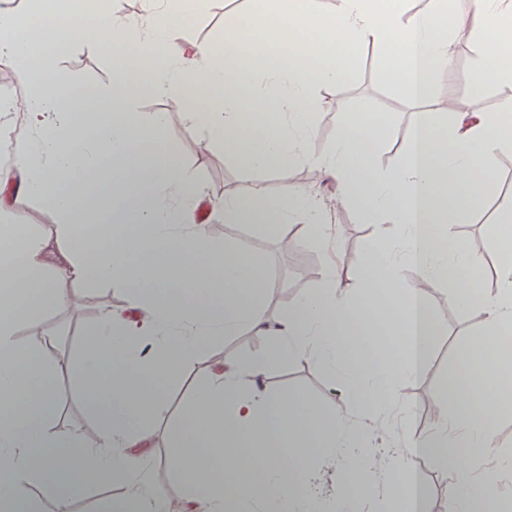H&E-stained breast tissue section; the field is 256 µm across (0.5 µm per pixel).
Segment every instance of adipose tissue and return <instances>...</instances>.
<instances>
[{"instance_id": "obj_1", "label": "adipose tissue", "mask_w": 512, "mask_h": 512, "mask_svg": "<svg viewBox=\"0 0 512 512\" xmlns=\"http://www.w3.org/2000/svg\"><path fill=\"white\" fill-rule=\"evenodd\" d=\"M251 9L227 14L224 34L190 44L182 57L168 50L177 33L198 20L193 0H151L147 17L132 23L104 0L88 20L84 0H34L29 12L0 9V74L24 79L26 123L32 137L0 172V195L19 191L46 201L63 218L51 234L0 235V512H33L31 489L40 486L66 503L89 480L119 486L121 500L103 512H161L162 492L149 482L153 422L167 409L159 381L190 367L202 346L217 345L247 325L261 331L262 279L254 260L233 245L215 248L203 226L184 228L199 196L192 177L168 151V116L125 118L143 95H169L190 103L189 117L206 115L215 138L242 162L263 169L308 164L313 183L337 182L335 203L366 207L378 225L364 259L357 298L337 295L340 267L328 266L323 287L291 302L280 322L276 358L311 357L349 380L346 410L326 411L304 396L266 392V361L236 356L215 365L211 377L184 403L178 475L191 512H312L313 500L297 479L330 448L360 447L364 475L350 480L342 503L362 512L379 475L396 512H416L401 485L414 477L415 458L431 454L454 479L449 512H473L499 497L502 472L512 461L490 454L486 407L512 402L497 385L512 350L486 359V344L465 359L458 381L438 398L442 420L431 433L413 427L399 381L427 368L434 326L430 294L449 283V301L465 304L459 280L481 268L465 252L449 253L448 227L467 218L476 175L494 153L512 145V97L499 110L468 124L414 113L410 134L393 168L373 163L389 126L366 109L348 115L330 149L306 151L305 134L318 89L341 85L355 72L358 49L384 51L385 71L409 102L433 94L450 62L448 0L410 13L408 0H378L377 23L365 0H252ZM480 39L512 36V0H483L471 16ZM105 50L121 46L112 86L111 121L86 111L55 68L70 41ZM152 80H143L142 61ZM107 193L106 219L87 203ZM225 220L284 224L304 216L322 224L310 189H286L275 208L261 190L219 200ZM418 279L404 286L403 265ZM499 286L482 301L486 334L512 328V263L501 266ZM120 284L131 299L127 316L104 315L91 342L77 355L45 357L18 338V320H33L72 304L77 284ZM70 375L96 419L89 436L58 438L49 429L58 406L55 386ZM368 427L399 419L398 448L380 455L367 435L355 434L351 415ZM481 457V479L460 469V457Z\"/></svg>"}]
</instances>
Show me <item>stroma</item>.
Wrapping results in <instances>:
<instances>
[{"instance_id": "1", "label": "stroma", "mask_w": 512, "mask_h": 512, "mask_svg": "<svg viewBox=\"0 0 512 512\" xmlns=\"http://www.w3.org/2000/svg\"><path fill=\"white\" fill-rule=\"evenodd\" d=\"M249 5V0H205L198 23L178 34L171 44L172 51H181L189 41H213L224 29L226 13L246 9ZM451 5L454 14L451 63L447 73L437 77L433 96L426 105L427 110L441 121L449 117L445 107L448 99H455L466 112L490 113L497 111L503 100L512 95V89L500 86L488 87L480 93L472 91L471 74L485 51L482 41L468 28V19L475 11L476 3L475 0H451ZM57 69L71 91L93 89L103 92L112 85L115 62L107 51L78 43L58 60ZM318 98L317 115L306 142L309 153L320 154L331 147L343 117L364 103L375 111L379 120L391 123L387 142L375 153L376 165L387 170L395 164L405 144L415 107L405 103L388 82L377 49L363 48L353 78L341 87L321 89ZM184 110V103L173 97H142L133 100L129 107L133 114H168L170 124L166 145L194 177L203 200L244 196L259 187L268 204L274 207L285 187L305 186L308 170L304 164L286 170L247 167L233 152L212 142L204 121L186 120ZM480 194L469 220L451 225L448 248L477 257L487 256L498 267L504 259L498 248L496 230L502 222L512 218V148L505 146L496 152ZM59 221V216L54 215L42 199L34 196L15 193L0 203V227L48 232ZM324 222V228L314 233L304 232L299 222H292L289 225L291 234L286 237L262 224L227 222L219 214L207 213L205 228L214 246L233 244L263 268L270 287L269 294L261 300L267 328L259 332L243 326L226 335L220 347H202L190 370L166 379L162 384L169 417L153 429L150 480L154 486L165 490L171 499L179 501L184 497L181 483L165 464L175 448L174 427L180 420L181 403L209 376L213 362L224 354L259 358L276 346L277 326L284 306L275 298L274 288H285L294 298L316 292L322 286L324 267L338 259L344 268L339 295L349 296L356 291L367 244L375 227L362 210L352 207L326 214ZM78 296L85 301V308L55 309L43 314L34 326L19 321L15 326L16 334L34 351L46 353L54 348L60 353L72 354L85 346L92 325L105 311L120 314L130 309L127 293L117 285H99L92 291L82 288ZM429 310L437 331L431 338L428 371L399 386L414 415L415 425L426 432L433 431L439 420L435 411L438 394L445 390L458 365L466 359L471 344L481 341L485 331L480 306L450 302L447 288H438L433 293ZM265 385L270 391H301L327 410L341 409L346 404L340 373L324 368L311 358L270 362ZM56 398L59 406L53 424L56 436L67 438L93 428L95 419L91 410L69 376L59 378ZM415 467L425 491V512H443L451 477L432 457L417 459Z\"/></svg>"}]
</instances>
